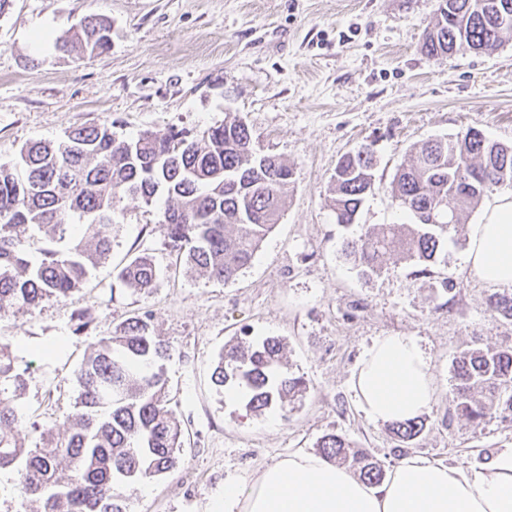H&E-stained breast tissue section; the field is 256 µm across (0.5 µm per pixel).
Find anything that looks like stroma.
<instances>
[{
    "label": "stroma",
    "mask_w": 512,
    "mask_h": 512,
    "mask_svg": "<svg viewBox=\"0 0 512 512\" xmlns=\"http://www.w3.org/2000/svg\"><path fill=\"white\" fill-rule=\"evenodd\" d=\"M439 0H14L0 16V164L26 144L78 126L112 124L125 138L170 129L196 136L243 120L257 152L294 171L279 222L252 264L228 283L197 276L159 229L163 202L126 198L112 253L73 298L0 311L23 379L15 404L25 447L43 427L57 436L73 411V370L127 318L149 316L173 352L164 372L185 424L179 466L122 486L128 512H219L226 481L336 433L392 468L407 456L467 467L512 446V419L473 428L452 410L453 363L475 346H512V321L487 306L495 285L464 261L468 233L447 235L444 261L420 272L399 256L360 276L343 242L360 225L406 224L388 187L413 147L474 129L512 144V34L493 53L436 59L420 52ZM98 14L112 24L103 54L67 55L56 42ZM377 155L375 187L356 223L330 207L339 159L360 145ZM159 269L135 293L117 273L139 252ZM91 321L77 329L78 313ZM412 336L432 359L425 428L398 448L387 424L359 409L353 376L381 336ZM280 337L285 367L306 390L285 408L247 410L234 387L211 381L236 338Z\"/></svg>",
    "instance_id": "stroma-1"
}]
</instances>
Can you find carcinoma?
Instances as JSON below:
<instances>
[{
  "instance_id": "cac0c4a2",
  "label": "carcinoma",
  "mask_w": 512,
  "mask_h": 512,
  "mask_svg": "<svg viewBox=\"0 0 512 512\" xmlns=\"http://www.w3.org/2000/svg\"><path fill=\"white\" fill-rule=\"evenodd\" d=\"M497 4L512 11V0H444L421 52L431 59L498 48L506 30L494 20ZM110 32L105 18L89 15L62 49L102 54L110 48ZM374 169L369 145L338 161L331 199L336 223H354L374 189ZM292 179L293 169L280 157L253 151L251 132L237 119L191 140L175 130L123 139L104 123L72 128L55 145L30 143L18 164L0 165V309L7 302L32 307L50 297H72L89 269L111 253L112 224L129 196L149 205L164 194L160 228L168 246L198 275L228 283L277 223ZM502 186L512 188V144L474 129L429 139L399 165L390 184L393 201L415 223L368 226L345 243V256L366 278L379 274L385 257L395 253L428 268L440 259L443 236L463 229L484 194ZM441 205L454 223L446 216L429 223ZM158 275L144 252L121 268L118 279L148 292ZM488 307L512 321V291L492 294ZM171 351L146 317H131L100 337L74 371L79 392L65 437L49 432L41 448L23 446V418L0 389V469L16 468L20 492L37 497L40 512H127L118 480L160 475L180 462L185 428L170 407L163 370ZM211 379L218 387L240 388L252 412L283 404L305 386L283 371L281 342L271 336L221 354ZM454 379V411L471 426L512 418V348L462 352ZM8 382L21 387L10 343L1 342L0 385ZM422 431L418 418L392 425L401 443ZM317 447L370 485L385 477L368 450L340 435H322Z\"/></svg>"
}]
</instances>
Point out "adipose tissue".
Returning <instances> with one entry per match:
<instances>
[{"label": "adipose tissue", "mask_w": 512, "mask_h": 512, "mask_svg": "<svg viewBox=\"0 0 512 512\" xmlns=\"http://www.w3.org/2000/svg\"><path fill=\"white\" fill-rule=\"evenodd\" d=\"M465 261L483 280L512 285V193L493 195L470 225ZM354 390L371 422L419 416L433 399L431 359L413 337H381ZM221 512H512V447L466 468L409 457L378 485L299 450L261 466L248 483H225Z\"/></svg>", "instance_id": "1"}]
</instances>
